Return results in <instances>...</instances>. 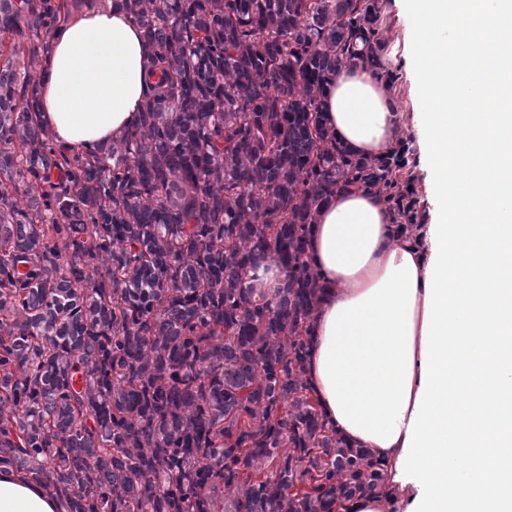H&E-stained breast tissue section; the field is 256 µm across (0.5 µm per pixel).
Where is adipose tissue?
I'll list each match as a JSON object with an SVG mask.
<instances>
[{
	"label": "adipose tissue",
	"instance_id": "1",
	"mask_svg": "<svg viewBox=\"0 0 512 512\" xmlns=\"http://www.w3.org/2000/svg\"><path fill=\"white\" fill-rule=\"evenodd\" d=\"M410 21L404 48L421 109L396 111L395 89L361 66L322 99L353 154L377 158L406 121L419 130L432 223L399 232L375 195L336 194L306 254L327 290L312 325L307 380L329 427L368 449L384 491L343 512H512V463L487 472L461 440L512 447V108L458 111L448 58L488 59L512 73V0L457 12L494 50L448 41L455 0H394ZM153 64L139 26L112 8L85 9L55 33L40 68L39 112L56 143L80 152L122 138L139 120ZM495 160V173L477 163ZM0 512H60L57 498L0 465Z\"/></svg>",
	"mask_w": 512,
	"mask_h": 512
}]
</instances>
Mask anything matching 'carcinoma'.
<instances>
[{"mask_svg": "<svg viewBox=\"0 0 512 512\" xmlns=\"http://www.w3.org/2000/svg\"><path fill=\"white\" fill-rule=\"evenodd\" d=\"M97 2L0 0V463L64 512L378 494L371 453L326 426L305 378L323 292L305 243L352 187L416 223L405 140L351 155L321 113L354 64L395 82L380 0H110L158 79L130 132L71 157L40 120L36 62ZM270 256L288 278L268 298L248 271Z\"/></svg>", "mask_w": 512, "mask_h": 512, "instance_id": "1", "label": "carcinoma"}]
</instances>
